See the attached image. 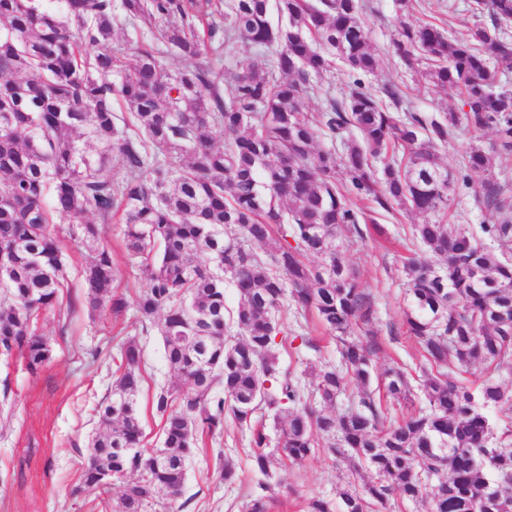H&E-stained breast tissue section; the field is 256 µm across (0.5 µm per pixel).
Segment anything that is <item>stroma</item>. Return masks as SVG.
I'll return each instance as SVG.
<instances>
[{
  "instance_id": "1",
  "label": "stroma",
  "mask_w": 512,
  "mask_h": 512,
  "mask_svg": "<svg viewBox=\"0 0 512 512\" xmlns=\"http://www.w3.org/2000/svg\"><path fill=\"white\" fill-rule=\"evenodd\" d=\"M470 0H364L363 22L367 37L380 65L366 83L376 89L395 82L404 112L437 116L460 111L457 97L426 83L393 54L399 19L430 21L460 35L472 17ZM495 135L484 131L472 135L458 130L455 137L439 148L440 162L457 171L471 146L492 151ZM512 174V154L494 153L491 173L475 172L471 186L456 190L448 212V222L478 229L487 210L479 191L489 176ZM421 215L399 211L377 216V229L366 230L364 238L341 235L338 243L347 260L366 283L376 305L370 328L380 348L373 357L376 374H383L396 363L415 366L416 344L403 327L409 302L405 295L403 262L413 257L412 227ZM71 224L58 223L54 231L63 243L66 281L59 295L57 310L38 319L37 326L52 348L50 362L38 373H29L20 358H0V381L8 380L10 393L0 400V512H102L95 493L81 490V472L86 461L88 437L97 429L93 406L112 384V359L102 353L98 359L87 354L98 342L123 341L139 337L144 351V383L140 396L144 445L158 446L162 422L152 408L157 386L170 381L172 374L165 360L160 336L142 334L134 307L115 315L109 307L87 308L82 288L83 256L70 240ZM120 222L105 225L104 237L112 248V260L120 273L118 293L134 297L145 284L136 260L130 258ZM236 455L238 476L225 483L221 452ZM249 456L244 432L226 423L224 435L207 442L190 459L183 498L189 499L186 512H239L248 491L258 481ZM348 480L344 463L316 454L302 465L274 468V512H302L308 498L335 497Z\"/></svg>"
}]
</instances>
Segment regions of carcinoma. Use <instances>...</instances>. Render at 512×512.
<instances>
[{"label": "carcinoma", "instance_id": "carcinoma-1", "mask_svg": "<svg viewBox=\"0 0 512 512\" xmlns=\"http://www.w3.org/2000/svg\"><path fill=\"white\" fill-rule=\"evenodd\" d=\"M47 2L0 0V356L21 357L32 373L51 359L36 323L65 286L57 222L76 224L71 237L87 251L88 306L125 310L102 237L119 213L126 249L145 272L133 299L142 330H157L176 378L153 395L161 447L146 450L143 349L134 338L118 345L111 391L93 409L81 488L108 493V472L122 487L112 512H183L186 462L229 419L248 432L263 476L242 512H271L274 460L300 464L319 451L376 478L334 500L312 497L305 512H384L396 496L425 512H512V421L496 427L487 416L512 410V388L489 374L474 389L465 377L512 362V196L506 184L486 188L492 217L479 236L444 223L457 183L491 163L473 147L456 176L436 154L462 125L492 130L496 149L512 153V87L492 85L495 73H512V41L499 35L512 0H471L474 22L461 38L400 21L394 55L461 97V111L439 118L392 112L380 95L400 105L393 86H366L378 58L363 0H230L222 25L212 20L217 0H122L121 18L112 0H57V11ZM140 22L152 35L129 57L114 26ZM237 40L272 51L269 66L224 74L215 60ZM170 51L193 65L165 76ZM338 59L348 94L327 99L316 124L302 99ZM118 100L137 132L118 124ZM323 131L342 138L341 150L317 148ZM354 197L374 212L424 217L413 225L422 256L403 263L417 393L400 367L386 372L385 397L371 390L378 344L354 331L375 305L336 243L343 231L364 238L374 223ZM270 240L271 249H253ZM287 306L314 314L336 339L338 363L312 366L307 385L281 364ZM349 386L358 403L338 412ZM389 398L406 411L402 420L389 416ZM259 410L272 417L274 446Z\"/></svg>", "mask_w": 512, "mask_h": 512}]
</instances>
